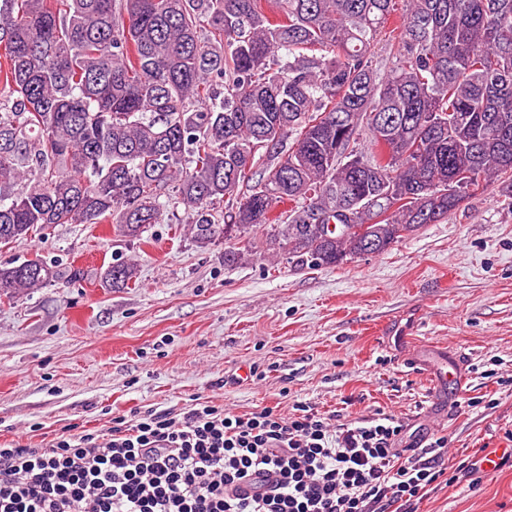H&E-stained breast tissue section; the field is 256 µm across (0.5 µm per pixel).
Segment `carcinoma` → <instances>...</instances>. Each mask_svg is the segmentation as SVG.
I'll return each instance as SVG.
<instances>
[{
    "label": "carcinoma",
    "mask_w": 512,
    "mask_h": 512,
    "mask_svg": "<svg viewBox=\"0 0 512 512\" xmlns=\"http://www.w3.org/2000/svg\"><path fill=\"white\" fill-rule=\"evenodd\" d=\"M395 2L0 0V246L105 221L139 241L180 209L226 265L263 227L264 251L338 267L512 181V0H403L384 39ZM62 277L0 264V300Z\"/></svg>",
    "instance_id": "carcinoma-1"
}]
</instances>
